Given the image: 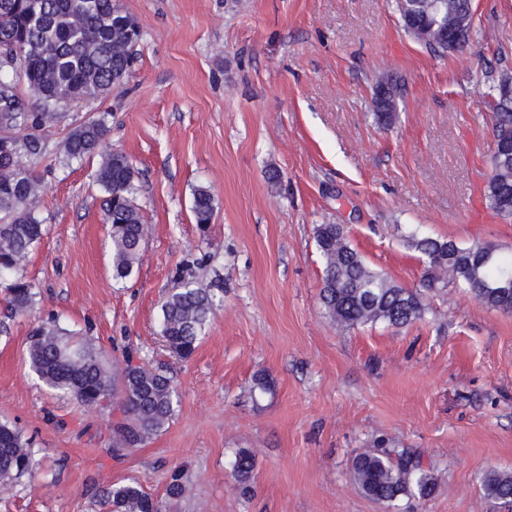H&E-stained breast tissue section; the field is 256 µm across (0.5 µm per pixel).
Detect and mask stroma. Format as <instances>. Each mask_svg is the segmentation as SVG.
Returning <instances> with one entry per match:
<instances>
[{"instance_id":"1","label":"stroma","mask_w":512,"mask_h":512,"mask_svg":"<svg viewBox=\"0 0 512 512\" xmlns=\"http://www.w3.org/2000/svg\"><path fill=\"white\" fill-rule=\"evenodd\" d=\"M139 23L129 77L61 105L45 132L38 217L46 233L24 273L28 315L0 316V420L32 442L37 470L0 512H108L102 494L140 479L162 512H389L365 497L353 456L385 444L419 454L436 491L405 512H512L484 474L512 472V313L451 286L424 295L402 329L339 330L323 313L314 228L341 224L370 266L418 286L403 242L420 234L512 254V218L483 195L494 149L490 93L512 76V0H472V44L440 54L407 33L395 0H120ZM402 93L391 125L374 88ZM105 116L101 151L131 160L149 234L125 279L112 272L97 162H59L68 130ZM215 211L201 235L197 187ZM204 279L224 302L195 354H170L159 302ZM57 315L107 362L132 356L180 396L148 445L112 453L108 407L49 390L26 360L28 335ZM269 393L252 398L256 377ZM257 459L254 494L234 486L238 449ZM181 472L186 490L166 489Z\"/></svg>"}]
</instances>
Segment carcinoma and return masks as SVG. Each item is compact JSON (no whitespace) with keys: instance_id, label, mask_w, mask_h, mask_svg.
Returning a JSON list of instances; mask_svg holds the SVG:
<instances>
[{"instance_id":"carcinoma-1","label":"carcinoma","mask_w":512,"mask_h":512,"mask_svg":"<svg viewBox=\"0 0 512 512\" xmlns=\"http://www.w3.org/2000/svg\"><path fill=\"white\" fill-rule=\"evenodd\" d=\"M396 8L405 30H431L425 44L448 52V9L470 11V0H413L415 16ZM140 36L136 20L119 0H0V143L14 147L0 155V289L14 316L30 313L35 305L31 283L23 275L30 252L46 228L36 214L41 181L30 167L42 154V135L64 118L61 112H31L14 90L3 68L19 61L31 92L45 106L76 102L112 92L129 76L133 47ZM497 141L512 139V97L499 96L493 113ZM108 133L105 117H90L72 127L62 143L67 161L98 154ZM485 186L490 207L512 217V157L491 155ZM94 182L107 194L105 223L112 241V270L118 278L132 275L139 265L148 228L133 196L135 169L122 152L101 156ZM195 223L208 232L214 198L205 187L193 194ZM314 238L322 262L320 299L324 314L340 328L355 329L383 323L406 327L422 318V290L456 285L479 302L512 312V256L491 243L461 247L452 240L412 232L407 245L423 265L420 288H405L372 269L348 240L339 224H318ZM221 303L214 289L197 281L181 282L161 303V335L170 352L189 359ZM27 358L33 371L53 391L85 407L115 401L122 418L112 425V450L117 456L149 443L172 420L178 394L172 381L146 365L129 360L106 367L101 351L77 333L62 327L51 315L29 336ZM36 464L29 440L7 421H0V487L31 473ZM256 467L248 448L235 452L232 476L242 495L251 494ZM352 474L361 492L401 512L404 499H426L435 483L420 459L405 449L372 448L353 458ZM485 494L512 501V473L490 472L482 480ZM104 504L110 512H161L160 502L140 481L129 478L112 484Z\"/></svg>"}]
</instances>
